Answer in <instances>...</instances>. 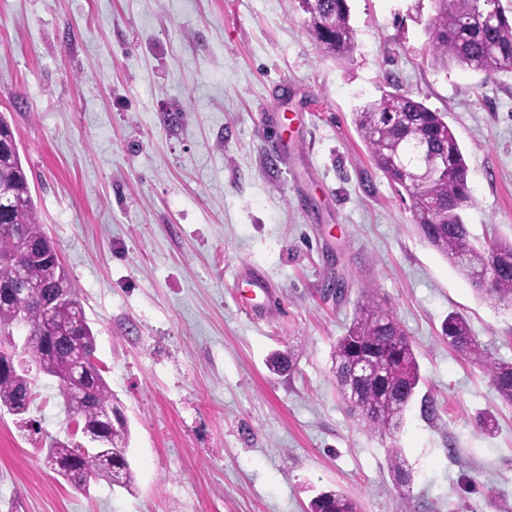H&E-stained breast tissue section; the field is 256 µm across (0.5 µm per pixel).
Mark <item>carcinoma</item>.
Wrapping results in <instances>:
<instances>
[{"instance_id": "1", "label": "carcinoma", "mask_w": 512, "mask_h": 512, "mask_svg": "<svg viewBox=\"0 0 512 512\" xmlns=\"http://www.w3.org/2000/svg\"><path fill=\"white\" fill-rule=\"evenodd\" d=\"M437 10L428 32L435 62L457 65L487 77L512 73V15L499 7L491 23L483 14V0H435ZM309 14V33L326 54L349 57L355 48L347 0H300ZM354 124L370 151L376 168L402 188L412 202V221L421 238L461 275L474 281L485 271L491 288L479 289L486 298L512 305V241H496L479 248L472 242L462 213L473 203L469 169L445 115L404 93H387L354 113ZM440 158L447 173L417 179L423 172L420 150ZM0 188L13 201L0 216V289L11 286L15 269H24L32 287L27 289L24 331L28 339L18 356L25 367L59 380L65 407L78 429L96 443L85 450L72 441L53 440L45 448L44 464L68 466L66 479L85 487L112 471V484L129 488L134 473L127 459L128 423L118 421L100 429L101 414L119 410L112 391L95 362L96 338L81 299L53 241L39 223L19 147L0 161ZM54 293L65 298L64 311L48 327L40 303ZM16 306L0 302V336L17 332ZM448 347L478 365L488 376L502 402L512 407V362L492 358L472 335L466 319L450 313L442 325ZM365 357L381 373L357 379L353 368ZM335 378L340 392L351 388L361 405L358 415L366 427L381 436L402 424L405 411L416 398L419 364L413 345L391 314L364 288L356 315L333 349ZM29 371H0V410L14 416L27 411L34 400ZM396 482L407 486L412 475L398 449L390 455ZM308 512H362L355 497L326 491L309 504Z\"/></svg>"}]
</instances>
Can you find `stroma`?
<instances>
[{
	"label": "stroma",
	"mask_w": 512,
	"mask_h": 512,
	"mask_svg": "<svg viewBox=\"0 0 512 512\" xmlns=\"http://www.w3.org/2000/svg\"><path fill=\"white\" fill-rule=\"evenodd\" d=\"M348 6L356 46L338 60L299 0H0V113L128 420L135 476L78 488L42 464L74 424L40 375L25 417L0 413V512H307L328 490L363 512H512V407L440 338L456 311L512 362V307L419 236L353 124L392 90L445 113L470 168L472 239L512 240V73L434 65L432 0ZM337 278L345 294H322ZM366 287L435 406L412 405L396 434L408 489L336 388L332 347ZM276 350L290 372L267 368Z\"/></svg>",
	"instance_id": "obj_1"
}]
</instances>
